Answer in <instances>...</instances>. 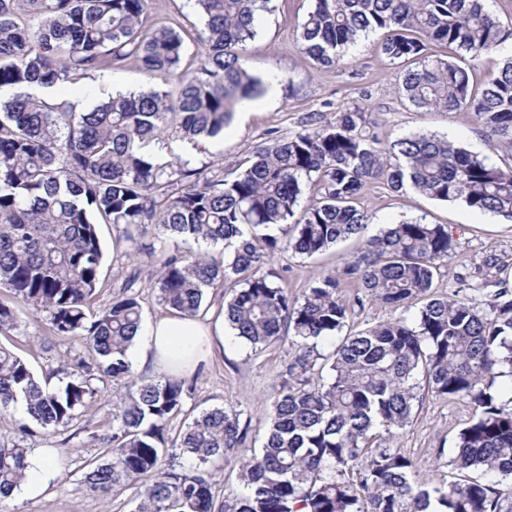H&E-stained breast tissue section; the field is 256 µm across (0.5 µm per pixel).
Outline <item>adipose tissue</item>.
I'll return each mask as SVG.
<instances>
[{
	"mask_svg": "<svg viewBox=\"0 0 512 512\" xmlns=\"http://www.w3.org/2000/svg\"><path fill=\"white\" fill-rule=\"evenodd\" d=\"M224 343V310L215 308L209 322L168 315L150 321L135 338L134 366L150 367L166 374H193L207 364ZM61 473L44 448L27 457V478L13 493L28 499L39 497L59 481Z\"/></svg>",
	"mask_w": 512,
	"mask_h": 512,
	"instance_id": "obj_1",
	"label": "adipose tissue"
}]
</instances>
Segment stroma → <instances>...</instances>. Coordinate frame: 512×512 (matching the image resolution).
<instances>
[{"instance_id":"35a3bbf8","label":"stroma","mask_w":512,"mask_h":512,"mask_svg":"<svg viewBox=\"0 0 512 512\" xmlns=\"http://www.w3.org/2000/svg\"><path fill=\"white\" fill-rule=\"evenodd\" d=\"M310 5L311 0H273L274 11L264 19L259 37L249 43L247 59L251 73L279 76L277 101L272 106L258 105L245 117L234 119L223 141L211 154H194V164L215 161L223 164L228 174L243 169L256 147L270 134L293 136L311 114L320 112L329 118L335 111L356 104L371 108L375 130L384 141L391 142L419 131L435 132L448 135L491 162L506 163L504 153L487 146L470 113L421 112L401 99L395 87L402 67L375 52L373 45L378 42V35H370L351 49L352 62L348 67L316 66L296 46L298 26ZM144 22L149 26L181 29L187 45L183 68L188 72L196 68L200 54L196 36L203 31L204 23L194 0H148ZM149 85L157 90L164 87L161 80L147 81L138 68L126 65L65 85L62 91L95 104L112 91ZM360 203L367 216L366 232L370 235L402 220L421 219L429 224L447 225L457 249L440 268L435 279L436 294L453 295L485 277L512 288L511 221L458 203L440 202L411 190L394 193L378 182L366 188ZM120 234V229L112 225L99 227L104 251L103 287L96 301L100 307L122 287L129 270L124 254L112 248L113 240ZM362 244V238L353 237L313 257L283 252L276 255L273 266L286 270L288 291L299 296L307 289L314 273L342 270L355 260ZM7 342L38 375L47 367L71 364L87 354L78 337L63 345H52L48 322L41 314H22ZM293 353L294 348L287 341L259 353L246 342L225 336L223 349L209 366L200 369L191 398L171 421L169 433L174 436L185 422L223 404L240 410L243 419L249 420L247 445L225 457L224 469L216 476L217 494L240 489L238 462L260 447L266 431V407L285 379ZM416 392L418 399L412 420L402 431L398 444L414 460L421 474L439 480L447 477L448 470L442 467L436 453L441 450L445 455H452L459 431L472 416V406L463 398L436 397L422 382L418 383ZM104 412L103 404H95L83 413L71 431L54 436L38 434L28 439L29 448H52L61 454L68 463L67 475L40 498L11 497L0 501V512H133L134 490H125L107 501L87 490L81 482L85 462L100 453L92 433Z\"/></svg>"}]
</instances>
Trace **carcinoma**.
I'll use <instances>...</instances> for the list:
<instances>
[{"instance_id": "carcinoma-1", "label": "carcinoma", "mask_w": 512, "mask_h": 512, "mask_svg": "<svg viewBox=\"0 0 512 512\" xmlns=\"http://www.w3.org/2000/svg\"><path fill=\"white\" fill-rule=\"evenodd\" d=\"M195 2L205 17L203 50L184 73L182 33L145 26L147 0H0V90L12 91L0 98V289L11 294L0 299V336L16 329L24 306L46 314L58 344L83 337L95 359L41 380L0 343V420L23 400L30 421L0 445V496L26 479L31 425L69 431L107 379L120 392L96 437L103 459L86 464L82 482L105 497L136 490L135 512H512L502 489L512 479V395L503 402L490 392L503 368L512 373V289L484 278L476 289L495 288L485 303L428 298L455 246L444 225L417 219L367 238L360 257L340 274L316 275L300 298L266 271L282 249L311 257L361 235L358 200L372 181L512 221V58L478 91L470 70L429 51L439 44L474 60L501 49L512 29L485 0H313L296 36L302 53L335 68L360 37L383 33L376 50L409 63L397 94L424 112L473 114L509 163L428 133L387 145L358 104L270 138L228 179L212 162L197 167L147 150L174 138L195 146L224 138L239 106L269 86L249 72L246 51L270 0ZM130 62L168 90L118 92L86 112L26 91ZM99 220L124 226L127 256L153 259L164 309L196 317L205 290L235 276L242 287L224 303L233 336L260 351L285 338L295 347L292 381L272 396L261 448L239 461L243 487L229 506L217 500L214 469L246 446L248 424L235 408L216 406L169 436L195 380L146 381L133 369L127 350L142 323L139 270L92 310L101 291ZM149 226L156 243L147 247L132 230ZM344 279L363 291L355 303L404 315L339 336L354 303L340 295ZM326 342L335 347L320 363L314 352ZM420 375L433 395L471 401L472 418L444 465L479 477L436 482L400 451ZM174 450L190 461L180 472L165 468Z\"/></svg>"}]
</instances>
